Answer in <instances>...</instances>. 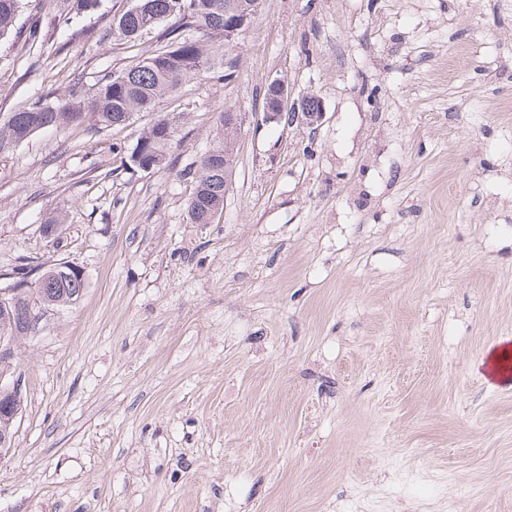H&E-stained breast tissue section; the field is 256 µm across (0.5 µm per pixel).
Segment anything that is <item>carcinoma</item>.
<instances>
[{"instance_id":"1","label":"carcinoma","mask_w":512,"mask_h":512,"mask_svg":"<svg viewBox=\"0 0 512 512\" xmlns=\"http://www.w3.org/2000/svg\"><path fill=\"white\" fill-rule=\"evenodd\" d=\"M23 0H0V41L14 30ZM135 0L125 11L115 31L135 39L159 26L168 17L179 18V26L165 34L166 44L151 50L137 65L117 76H107L97 83L94 98L85 102L82 87L75 84L57 104L39 101L0 119V155L28 139L35 132L79 122L91 117L95 124L108 127L121 125L138 112H151L163 96L177 91L191 77L212 68L213 54L218 49L214 38L224 36L246 10L248 0ZM100 0H50L53 11L69 23L74 18L96 10ZM178 116L164 115L143 132L122 164H152L158 169L164 163L165 150L175 129ZM224 140L220 137L201 156L195 190L187 204L193 224H211L224 208ZM85 288L84 278L74 274L58 278L50 269L37 287L44 300L63 306L78 300ZM30 296L18 292L8 305L0 308V338L23 336L30 331L28 307Z\"/></svg>"}]
</instances>
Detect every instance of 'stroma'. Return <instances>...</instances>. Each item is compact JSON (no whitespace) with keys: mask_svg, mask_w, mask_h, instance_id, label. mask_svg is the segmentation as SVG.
Instances as JSON below:
<instances>
[{"mask_svg":"<svg viewBox=\"0 0 512 512\" xmlns=\"http://www.w3.org/2000/svg\"><path fill=\"white\" fill-rule=\"evenodd\" d=\"M132 4L63 26L26 0L0 118L157 48L112 33ZM216 63L231 82L0 155V289L85 278L0 365L22 400L0 512H512V382L484 370L512 344V0H261ZM274 79L322 120L264 123ZM225 109L247 115L232 185L193 224ZM164 114L162 168L123 167L113 144Z\"/></svg>","mask_w":512,"mask_h":512,"instance_id":"obj_1","label":"stroma"}]
</instances>
